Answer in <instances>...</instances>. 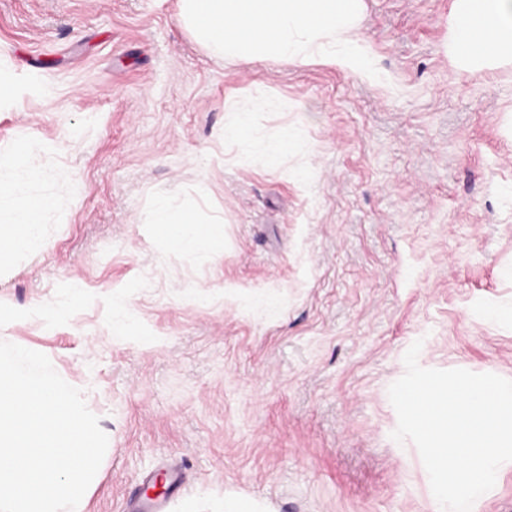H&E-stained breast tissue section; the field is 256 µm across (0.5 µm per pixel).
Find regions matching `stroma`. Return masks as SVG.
Returning a JSON list of instances; mask_svg holds the SVG:
<instances>
[{"label":"stroma","mask_w":512,"mask_h":512,"mask_svg":"<svg viewBox=\"0 0 512 512\" xmlns=\"http://www.w3.org/2000/svg\"><path fill=\"white\" fill-rule=\"evenodd\" d=\"M176 12L0 0V162L26 141L12 176L66 194L0 272V310L26 314L0 340L47 355L108 436L77 512H123L168 464L166 512H430L388 389L418 339L422 367L512 379V62L453 54L456 0H362L376 79L212 57ZM266 99L225 141L232 105ZM160 198L223 251L157 238Z\"/></svg>","instance_id":"obj_1"}]
</instances>
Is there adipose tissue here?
I'll list each match as a JSON object with an SVG mask.
<instances>
[{
    "label": "adipose tissue",
    "mask_w": 512,
    "mask_h": 512,
    "mask_svg": "<svg viewBox=\"0 0 512 512\" xmlns=\"http://www.w3.org/2000/svg\"><path fill=\"white\" fill-rule=\"evenodd\" d=\"M452 50L459 59L476 63L511 58L512 0H460ZM63 201L60 195L29 193L0 176V209L9 211L8 221L0 223V270L38 246L45 214ZM153 224L175 250L223 248L222 238L199 225L192 213L172 210L165 201L157 202Z\"/></svg>",
    "instance_id": "obj_1"
}]
</instances>
